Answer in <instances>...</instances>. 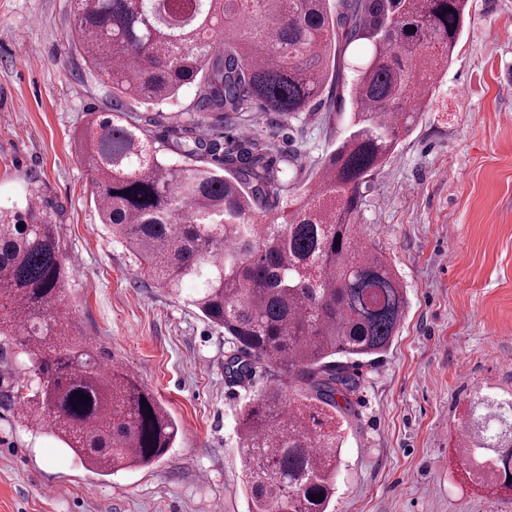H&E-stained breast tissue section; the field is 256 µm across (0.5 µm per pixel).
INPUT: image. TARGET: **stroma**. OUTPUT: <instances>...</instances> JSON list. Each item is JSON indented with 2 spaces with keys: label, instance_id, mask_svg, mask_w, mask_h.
<instances>
[{
  "label": "stroma",
  "instance_id": "obj_1",
  "mask_svg": "<svg viewBox=\"0 0 512 512\" xmlns=\"http://www.w3.org/2000/svg\"><path fill=\"white\" fill-rule=\"evenodd\" d=\"M70 0H0V208L40 195L68 258L62 299L102 360L127 366L179 432L149 468L104 476L23 423L5 392L29 361L0 351V512H248L238 428L250 397L228 383L223 330L141 273L99 219L78 137L112 109L108 87L70 38ZM197 88L159 105L154 136L180 137ZM352 109L288 125L256 112L246 131L318 168ZM244 129L226 126L225 140ZM363 234L407 290L400 333L359 368L330 512H512L458 438L477 396L512 393V0H472L434 102L378 169Z\"/></svg>",
  "mask_w": 512,
  "mask_h": 512
}]
</instances>
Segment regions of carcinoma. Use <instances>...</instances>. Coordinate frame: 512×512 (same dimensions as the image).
I'll return each instance as SVG.
<instances>
[{"mask_svg": "<svg viewBox=\"0 0 512 512\" xmlns=\"http://www.w3.org/2000/svg\"><path fill=\"white\" fill-rule=\"evenodd\" d=\"M72 2L83 60L115 100L79 143L101 223L161 287L180 296L195 285L188 303L233 345L230 382L251 386L256 368L266 372L239 421L250 512H327L358 366L388 350L407 309L397 270L361 232L363 189L429 107L471 0ZM358 45L367 54L347 66L346 134L311 187L256 134L224 149L197 137L210 113L244 122L258 109L290 119L313 111L330 65ZM196 81L173 158L151 119L129 121L123 101L162 104ZM217 154L220 165L208 166ZM66 278L39 195L22 213L0 211V337L29 349L38 379L16 383L19 415L100 474L153 465L177 425L129 368L104 369L73 332L60 303ZM509 409L512 397H479L477 438L463 453L512 492Z\"/></svg>", "mask_w": 512, "mask_h": 512, "instance_id": "obj_1", "label": "carcinoma"}]
</instances>
